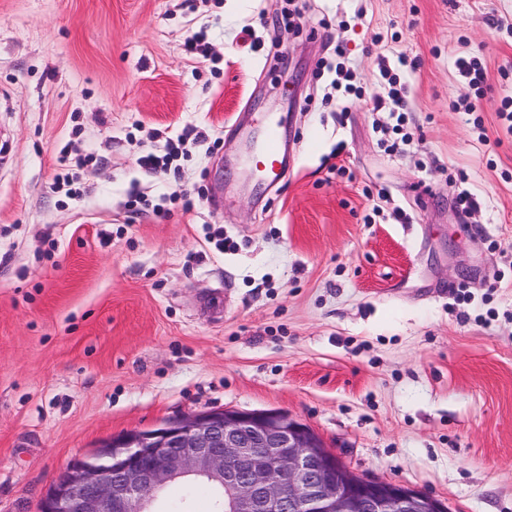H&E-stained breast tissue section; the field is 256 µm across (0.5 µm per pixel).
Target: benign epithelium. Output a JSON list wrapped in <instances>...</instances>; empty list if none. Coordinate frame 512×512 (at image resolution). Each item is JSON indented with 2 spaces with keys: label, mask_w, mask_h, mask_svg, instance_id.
<instances>
[{
  "label": "benign epithelium",
  "mask_w": 512,
  "mask_h": 512,
  "mask_svg": "<svg viewBox=\"0 0 512 512\" xmlns=\"http://www.w3.org/2000/svg\"><path fill=\"white\" fill-rule=\"evenodd\" d=\"M188 477L225 491V512H446L406 485L352 475L286 413L234 409L101 442L50 486L40 512H149L154 493Z\"/></svg>",
  "instance_id": "obj_1"
}]
</instances>
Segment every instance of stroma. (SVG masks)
<instances>
[{"instance_id":"35a3bbf8","label":"stroma","mask_w":512,"mask_h":512,"mask_svg":"<svg viewBox=\"0 0 512 512\" xmlns=\"http://www.w3.org/2000/svg\"><path fill=\"white\" fill-rule=\"evenodd\" d=\"M340 47L369 91L418 59L410 145L329 97ZM510 93L512 0H0V512H39L104 439L224 408L287 412L448 512H512ZM191 127L179 176L137 165ZM69 143L98 158L71 199ZM178 189L192 207L154 215ZM258 163L263 165L273 175L274 179L280 176L283 165L282 144L276 129L272 125L268 126L264 151Z\"/></svg>"}]
</instances>
